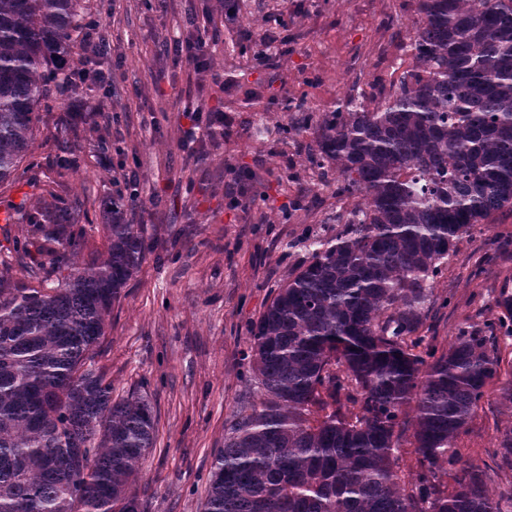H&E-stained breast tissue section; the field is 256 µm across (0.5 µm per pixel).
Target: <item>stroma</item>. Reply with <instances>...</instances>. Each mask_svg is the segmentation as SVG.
Here are the masks:
<instances>
[{
  "label": "stroma",
  "instance_id": "1",
  "mask_svg": "<svg viewBox=\"0 0 512 512\" xmlns=\"http://www.w3.org/2000/svg\"><path fill=\"white\" fill-rule=\"evenodd\" d=\"M107 46V84L52 88L40 101L31 150L0 184V211L23 237L43 203L77 208L87 239L78 262L104 253L102 203L137 192L129 223L149 251L112 307L95 360L113 397L151 405L156 445L132 484L146 512H203L214 457L255 381L251 329L307 260V239H331L357 199L306 158L311 135L289 129L347 95L374 106L410 61L417 0H81ZM206 31L209 66L166 51ZM305 100V112L287 105ZM224 114L191 143L186 106ZM420 329L448 348L459 332L498 338V375L454 440L463 462L488 465L493 493L512 492V468L493 452L512 426V206L450 250Z\"/></svg>",
  "mask_w": 512,
  "mask_h": 512
}]
</instances>
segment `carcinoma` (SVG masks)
Masks as SVG:
<instances>
[{
    "instance_id": "cac0c4a2",
    "label": "carcinoma",
    "mask_w": 512,
    "mask_h": 512,
    "mask_svg": "<svg viewBox=\"0 0 512 512\" xmlns=\"http://www.w3.org/2000/svg\"><path fill=\"white\" fill-rule=\"evenodd\" d=\"M79 0H0V183L75 54ZM411 64L373 108L317 120L308 160L356 196L336 238L279 288L251 330L255 391L213 463L204 512H504L453 440L497 373L496 337L441 353L417 331L456 240L512 205V0H417ZM103 202L106 258H74L72 211L42 209L27 278L0 270V512H142L131 491L155 445L150 404L112 400L93 369L112 305L146 256L143 225ZM64 271L34 285L45 263ZM427 467L405 487L400 447ZM512 466V428L495 452Z\"/></svg>"
}]
</instances>
